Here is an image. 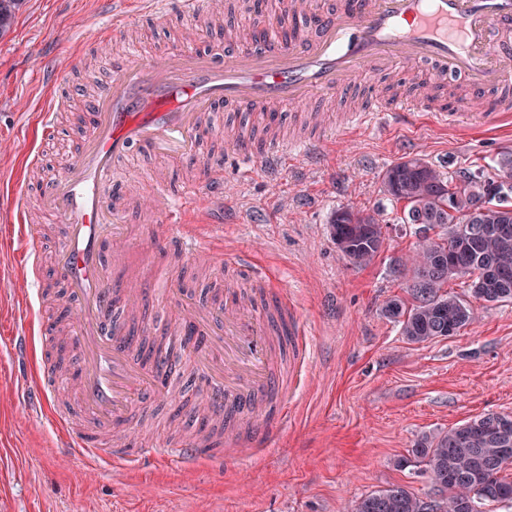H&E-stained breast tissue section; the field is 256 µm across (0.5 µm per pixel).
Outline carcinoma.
<instances>
[{
    "label": "carcinoma",
    "instance_id": "obj_1",
    "mask_svg": "<svg viewBox=\"0 0 512 512\" xmlns=\"http://www.w3.org/2000/svg\"><path fill=\"white\" fill-rule=\"evenodd\" d=\"M19 0H0V31L6 30ZM384 191L405 203L404 222L423 224L439 230L437 238L424 236L405 257L398 259L394 272L406 278L409 300H388L383 313L400 326L401 335L412 343H429L470 326L474 321L465 299L446 291L451 280H464L471 295L484 302H512V158L498 162L491 174L462 173L445 178L423 159L414 157L388 167L383 175ZM490 199L500 208L496 224L484 223L480 203ZM359 224H339L344 236L357 233L360 247L352 262L355 267L371 263L380 253L385 234L383 220L376 212H358ZM462 226V235L451 240L463 274L448 272V263L437 259L441 242L448 239L450 226ZM496 267L504 275L501 284L488 281L487 270ZM167 334L141 337L139 352L151 362L169 356L158 355ZM500 415L487 413L438 435L419 437L409 454L396 461L406 468L425 465L436 493L426 499L406 487L392 485L361 498L354 512H482L490 504L512 503V478L504 474L512 464V426H499Z\"/></svg>",
    "mask_w": 512,
    "mask_h": 512
}]
</instances>
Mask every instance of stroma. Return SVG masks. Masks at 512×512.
I'll list each match as a JSON object with an SVG mask.
<instances>
[{
    "label": "stroma",
    "instance_id": "obj_1",
    "mask_svg": "<svg viewBox=\"0 0 512 512\" xmlns=\"http://www.w3.org/2000/svg\"><path fill=\"white\" fill-rule=\"evenodd\" d=\"M221 2L223 28L207 14L192 31L173 12L160 23L141 21L107 54L100 48L102 29L112 22L110 0H23L10 31L0 35V512H352L362 497L392 484L431 495L428 475L394 465L420 436L485 413L512 415V302L472 301L471 326L423 344L407 341L381 312L387 300L405 297L394 266L420 238L419 225L404 223L402 204L382 189L386 168L418 157L449 178L490 169L512 155V122L451 130L389 117L332 138L317 165L292 162L268 176L249 169L234 149L240 136L262 130V121L251 115L242 122L221 109L193 156L173 161L142 150L121 165L159 175L174 190L201 168L223 173L224 202L212 219L225 249L250 253L271 284L287 291L304 332L280 427L264 446L185 472L172 461L171 405L134 402L127 441L153 438L135 467L75 462L47 416L36 413L32 375L42 348L30 314L38 287L18 263L13 221L18 206L37 204L20 181L27 156L42 153L49 180L61 166L34 140L33 107L47 83L63 78L69 95L60 147L77 149L78 114L111 80L113 57L223 48L224 30L251 17L243 0ZM342 207L379 211L389 225L369 266L353 267L336 249L329 220ZM21 331L29 335L27 357L8 352Z\"/></svg>",
    "mask_w": 512,
    "mask_h": 512
}]
</instances>
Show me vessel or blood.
<instances>
[{"instance_id": "vessel-or-blood-1", "label": "vessel or blood", "mask_w": 512, "mask_h": 512, "mask_svg": "<svg viewBox=\"0 0 512 512\" xmlns=\"http://www.w3.org/2000/svg\"><path fill=\"white\" fill-rule=\"evenodd\" d=\"M172 2L196 24L202 0H112L113 35L124 34L145 15L163 19ZM279 14L302 15L309 24L286 42L260 39L264 26L258 23L234 36L232 51L173 50L160 62L145 56L118 60L112 82L90 101L82 145L63 176L39 187L43 207L60 229L51 266L43 264L44 244L33 225L18 226L26 274L36 283L52 274L64 288L62 306L70 313L76 351L71 370L79 380L77 404L54 402L47 415L61 447L86 462L133 460L136 449L120 441L133 400L173 394L164 372L144 365L129 340L146 289L128 273L137 247L122 222L129 179L116 171L120 158L142 147L179 157L193 154L209 112L221 104L265 117L270 139L253 147L243 137L238 147L265 171L280 169L290 158L318 162L329 144L318 130V99L347 93L360 77L422 64L433 86L462 76L468 97L452 108L439 99L424 108L406 86L396 95L362 102L337 124L336 134L372 125L383 114L407 122L429 116L455 129L512 119V0H346L332 12L321 10L318 0H282ZM488 90L498 91L497 104L473 111L475 96ZM55 107L46 102L38 114L40 138L58 132ZM294 107L305 109L316 133L281 140L283 112ZM203 194L223 197L221 173L202 171L199 182L176 195L154 182L141 198L168 228V244L153 257L154 267L170 277L187 262L235 271L224 282L223 302L186 320L192 336L206 346L195 366L209 426L174 448L184 470L203 460L223 462L222 438L240 431L244 417L263 410L268 424L279 422L283 352L287 338L296 334L288 300L267 287V275L244 255L225 252L213 225L185 223L186 212ZM107 253L108 268L102 263Z\"/></svg>"}]
</instances>
